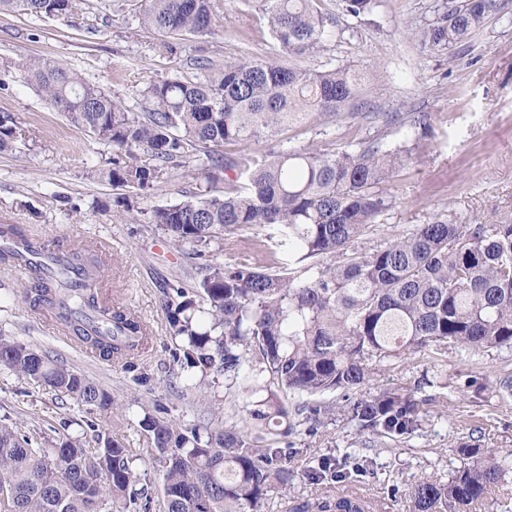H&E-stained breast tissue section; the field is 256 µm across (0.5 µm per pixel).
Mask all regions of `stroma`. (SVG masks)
<instances>
[{
  "label": "stroma",
  "instance_id": "1",
  "mask_svg": "<svg viewBox=\"0 0 512 512\" xmlns=\"http://www.w3.org/2000/svg\"><path fill=\"white\" fill-rule=\"evenodd\" d=\"M435 3L375 0L369 13L355 18L346 15L341 0H323L336 18V36L320 54L295 64L311 70L371 67L373 78L361 92L371 110L328 126L315 121L288 127L268 143L285 150L314 141L340 151L378 138L403 150L405 161L388 187L393 202L375 221V242L437 218L456 224L512 221V13L490 20L453 51L438 52L414 36L432 18ZM155 41L154 34L139 32L128 0H88L87 8L51 19L0 14V114H10L24 131L0 152V224L17 225L24 235L59 249L82 244L101 250L103 284L152 337L149 351L131 363L87 360L44 333L43 309L23 299L29 273L0 264V336L58 359L114 398L104 420L98 411L57 397L0 365V420L44 437L49 445L67 438L88 447L98 433L93 424L102 423V431L141 455L137 488L152 506L146 511L136 504L131 512H158L163 497L162 474L151 463L150 440L139 426L144 408L164 407L183 424L204 417L206 400L229 421L246 415L243 392H228L220 382L189 387L173 370L163 286L192 285L196 260L154 225L121 219L125 201L144 208L166 206L196 185L183 179L180 168L163 165L150 189L112 187L101 176L112 166V147L70 124L21 79L17 65L31 57L62 62L138 113L140 89L156 79L185 75L187 56L231 60L249 47L265 56L283 55L263 16V0H224L219 25L208 35L176 40L175 53L167 57L154 52ZM269 233L254 226L225 235L205 258L229 266L242 261L271 265L288 249H271ZM508 374L510 349L453 354L437 369L416 356L375 368L368 392L410 394L421 407L418 427L374 439L339 419L314 435L293 436L296 478L287 500L312 501L332 489L330 480L308 478L320 456L349 466L366 456L373 459L374 472L357 483V491L384 512H404V492L428 476L448 479L464 464L455 446L473 435L505 459L501 481L476 512H512V391L499 386Z\"/></svg>",
  "mask_w": 512,
  "mask_h": 512
}]
</instances>
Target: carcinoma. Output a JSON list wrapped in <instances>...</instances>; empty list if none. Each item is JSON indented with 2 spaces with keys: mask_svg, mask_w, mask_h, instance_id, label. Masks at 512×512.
<instances>
[{
  "mask_svg": "<svg viewBox=\"0 0 512 512\" xmlns=\"http://www.w3.org/2000/svg\"><path fill=\"white\" fill-rule=\"evenodd\" d=\"M140 27L170 39L210 33L223 18L221 0H133ZM321 0H264L270 33L291 56L314 55L333 37L332 14ZM508 0H437L434 19L416 36L431 50H453L501 14ZM76 0H0V13L57 17ZM191 78L149 82L136 115L77 71L47 58L18 65L21 77L71 123L112 146L106 172L114 187L151 188L155 165L200 167L186 177L208 182L234 168L218 148L251 146L290 126L354 117L368 78L364 69L322 71L243 52L231 61L190 59ZM19 136L0 115V147ZM404 156L373 142L358 151L314 143L270 150L249 159L241 182L214 195L200 191L151 209L126 206L125 221L153 224L198 257L226 232L269 226L288 242V262L262 270L247 262L204 263L197 286L166 287L163 310L180 342L173 363L184 380L224 379L247 394L248 419L239 426L213 418L181 425L160 408L144 411L141 429L152 442L151 463L163 476L162 512H266L270 496L288 493L295 471L288 437L317 432L340 414L383 437L409 434L417 405L388 392L371 395L369 362L407 353H450L512 348V222L453 224L436 219L389 242L361 241L388 207L385 189ZM26 298L43 309L80 316L98 307L103 326L77 329V339L105 360L133 356L150 344L147 328L127 309L72 286L65 270L31 283ZM0 365L100 413L112 394L86 375L19 341L0 336ZM334 394L341 405L322 397ZM468 459L446 481L425 477L409 491L411 512H466L479 504L503 473L498 457L472 440L457 446ZM137 456L109 436L84 448L68 439L35 447L0 422V512H126L135 503ZM367 473L336 469L318 459L311 474L355 482ZM376 512L380 505L354 491L329 493L289 512Z\"/></svg>",
  "mask_w": 512,
  "mask_h": 512,
  "instance_id": "cac0c4a2",
  "label": "carcinoma"
}]
</instances>
